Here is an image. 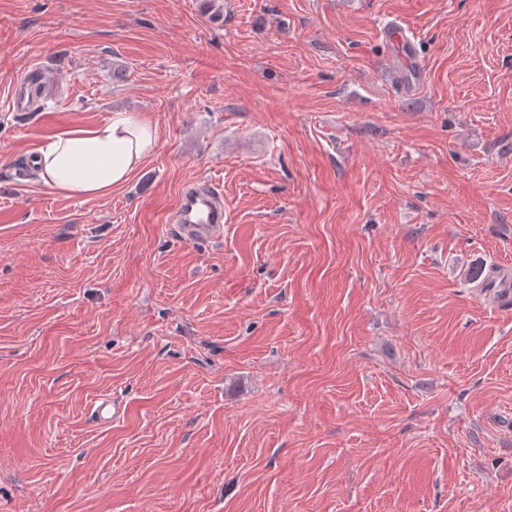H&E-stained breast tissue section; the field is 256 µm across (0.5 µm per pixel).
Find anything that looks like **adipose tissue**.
Here are the masks:
<instances>
[{
    "label": "adipose tissue",
    "instance_id": "obj_1",
    "mask_svg": "<svg viewBox=\"0 0 512 512\" xmlns=\"http://www.w3.org/2000/svg\"><path fill=\"white\" fill-rule=\"evenodd\" d=\"M157 143V127L147 116L114 112L102 122L65 130L41 144L37 175L66 196L99 197L125 184Z\"/></svg>",
    "mask_w": 512,
    "mask_h": 512
}]
</instances>
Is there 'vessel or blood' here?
I'll return each instance as SVG.
<instances>
[{
	"label": "vessel or blood",
	"instance_id": "vessel-or-blood-1",
	"mask_svg": "<svg viewBox=\"0 0 512 512\" xmlns=\"http://www.w3.org/2000/svg\"><path fill=\"white\" fill-rule=\"evenodd\" d=\"M385 38L393 58L412 72H419L421 61L414 36L398 23L385 29ZM176 233L181 241L198 243L217 239L224 235V197L211 182L191 184L185 187L176 210ZM481 283L492 286V297L500 305L512 303V275L496 272L480 274Z\"/></svg>",
	"mask_w": 512,
	"mask_h": 512
}]
</instances>
